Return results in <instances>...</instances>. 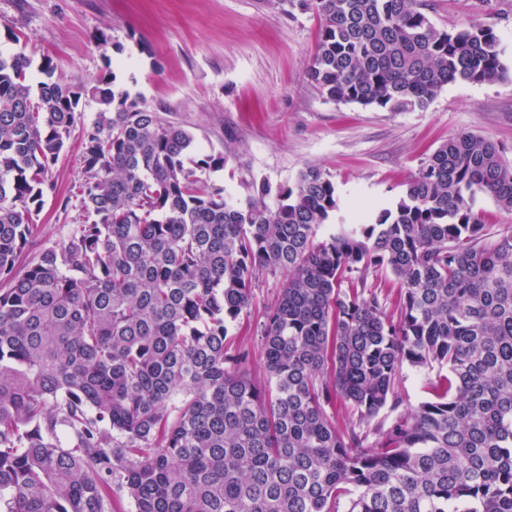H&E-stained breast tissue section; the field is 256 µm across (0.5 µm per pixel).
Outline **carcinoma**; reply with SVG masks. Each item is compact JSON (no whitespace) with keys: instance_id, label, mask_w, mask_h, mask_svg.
Wrapping results in <instances>:
<instances>
[{"instance_id":"carcinoma-1","label":"carcinoma","mask_w":512,"mask_h":512,"mask_svg":"<svg viewBox=\"0 0 512 512\" xmlns=\"http://www.w3.org/2000/svg\"><path fill=\"white\" fill-rule=\"evenodd\" d=\"M286 2L320 19L310 79L336 102L422 108L506 74L492 25L440 30L422 0ZM76 130L72 228L31 256ZM197 151L103 80L0 53V512H114L117 490L136 512H512V226L470 205L512 212L499 145L449 139L394 208L327 236L321 168L241 198L197 176L229 156ZM262 272L284 281L258 381L228 336ZM406 365L447 368L414 408ZM473 211L479 215L490 232L494 233L512 225V213L500 210L493 199L486 194L476 193L473 200Z\"/></svg>"}]
</instances>
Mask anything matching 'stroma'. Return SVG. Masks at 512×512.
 <instances>
[{"label":"stroma","instance_id":"stroma-1","mask_svg":"<svg viewBox=\"0 0 512 512\" xmlns=\"http://www.w3.org/2000/svg\"><path fill=\"white\" fill-rule=\"evenodd\" d=\"M436 28L493 25L509 71L494 82H455L425 108L393 111L340 103L309 81L320 21L281 0H0V51L48 56L75 81L104 79L190 129L200 152L227 153L202 172L238 195L252 183L293 184L316 165L336 185L340 208L322 233L373 217L406 191L423 159L460 133L497 142L512 162V0H424ZM22 32L14 42L12 32ZM79 136L57 165V190L38 221V241L61 242L63 201L82 178ZM282 279L260 275L253 305L231 330L263 378L260 324Z\"/></svg>","mask_w":512,"mask_h":512}]
</instances>
